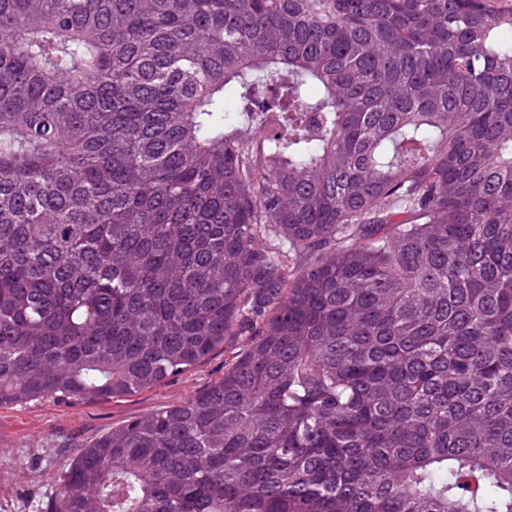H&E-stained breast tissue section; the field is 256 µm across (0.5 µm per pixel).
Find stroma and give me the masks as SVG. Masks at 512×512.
Masks as SVG:
<instances>
[{"mask_svg": "<svg viewBox=\"0 0 512 512\" xmlns=\"http://www.w3.org/2000/svg\"><path fill=\"white\" fill-rule=\"evenodd\" d=\"M223 374L219 352L168 384L133 396L1 405L0 512H47L76 447L135 416L188 400Z\"/></svg>", "mask_w": 512, "mask_h": 512, "instance_id": "obj_1", "label": "stroma"}]
</instances>
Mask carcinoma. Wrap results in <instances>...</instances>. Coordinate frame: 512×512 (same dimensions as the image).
I'll list each match as a JSON object with an SVG mask.
<instances>
[{"instance_id": "carcinoma-1", "label": "carcinoma", "mask_w": 512, "mask_h": 512, "mask_svg": "<svg viewBox=\"0 0 512 512\" xmlns=\"http://www.w3.org/2000/svg\"><path fill=\"white\" fill-rule=\"evenodd\" d=\"M244 331L49 512H512V9L0 0V405Z\"/></svg>"}]
</instances>
